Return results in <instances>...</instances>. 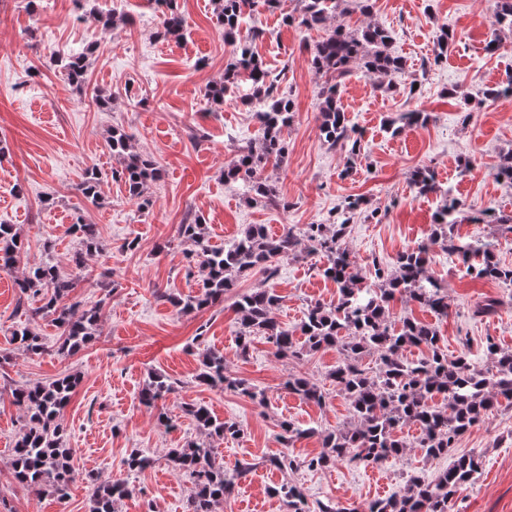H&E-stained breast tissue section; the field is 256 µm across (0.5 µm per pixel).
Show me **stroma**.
<instances>
[{
    "mask_svg": "<svg viewBox=\"0 0 512 512\" xmlns=\"http://www.w3.org/2000/svg\"><path fill=\"white\" fill-rule=\"evenodd\" d=\"M373 3L366 15L358 0H342L343 21L353 29L387 28L393 50L407 66L391 77L356 69L344 79L341 105L363 141L356 158L329 146L319 128L316 87L322 78L310 57L324 28L286 22L287 14L298 13L299 0H279L276 9L260 7L251 15L250 25L259 33L254 50L279 92L295 104L294 119L283 132L286 161L264 172L286 202L281 208L256 197L247 183L224 177L257 124L246 103L248 81L225 93L223 102L206 96L208 85L222 79L235 59L214 0H178L185 25L178 41L159 37L153 0H0V222L15 225L24 243L19 268L0 270V353L10 356L0 363V512H89L92 475L130 483L133 493L117 503V512H185L193 484L172 467L167 453L204 440L217 464L253 465L222 512H286L270 489L287 480L303 487L309 503L330 499L362 512L374 499L403 493L410 475L435 476L465 454L477 457L480 469L450 512H512V405L505 403L435 461L418 448V427L407 425L399 431L407 445L400 457L378 465L304 467V460L321 451L323 435L352 419L349 400L329 376L341 351L329 347L300 359L282 358L266 336L256 333L248 353H240V317L233 304L241 294L273 289L280 297L274 317L295 330L310 304L334 302L336 286L324 278L323 261L307 241H300L296 256L281 262L276 277L256 270L241 276L223 305L182 313L169 301L173 295L196 294L201 279L200 271L188 268L194 245L178 234L184 221L201 219L209 245L221 248L249 224L278 235L287 226L299 232L327 222L350 196L364 201V212L345 239L362 270L376 260L392 264L399 252L428 239L447 194L460 204L453 235L493 244L498 259L512 265V232L501 224L470 221L489 207L512 215V183L494 176L501 156L512 152V97L488 101L483 96L485 88L512 73V32L501 33L498 48L488 50L489 0ZM107 14L118 18L113 27L100 22ZM444 30L453 41L447 58L437 63L433 57ZM50 43L86 53L88 83L111 94V109L98 110L90 95L49 64L45 48ZM412 111L424 113L426 122L403 127V114ZM115 128L129 136L134 152L154 159L164 171L147 190L148 206H140L123 182L110 177L120 165L107 143ZM94 166L103 172L95 204L78 190ZM421 167L433 171L440 194H422L412 185ZM79 219L96 225L102 249L88 261L94 279L71 298L82 308L98 309L102 334L62 356L50 318L29 319L18 308L15 281L22 267L48 255L61 274H71V257L81 247L71 226ZM131 239L136 248L123 249ZM428 272L445 290L447 318L398 300L393 319L434 324L448 356L468 352L484 367L492 364L486 338L512 350V286L467 275L463 264L438 247ZM487 297L498 300L497 314L474 316L475 303ZM24 321L42 337V353L12 343L13 330ZM209 349L222 352L227 374L262 391L264 401L198 382L199 357ZM75 373L82 381L59 421L67 447L75 451L77 475L61 500L13 478V450L24 416L11 392ZM153 373L166 376L175 390L148 407L139 394ZM291 375L318 385L324 404L289 393L284 383ZM187 403L240 422L241 437L206 439L185 414ZM162 413L174 418L173 428L159 426ZM284 420L314 431L292 444L301 465L287 474L270 463L283 450L278 434ZM135 448L152 463L132 475L123 460Z\"/></svg>",
    "mask_w": 512,
    "mask_h": 512,
    "instance_id": "1",
    "label": "stroma"
}]
</instances>
